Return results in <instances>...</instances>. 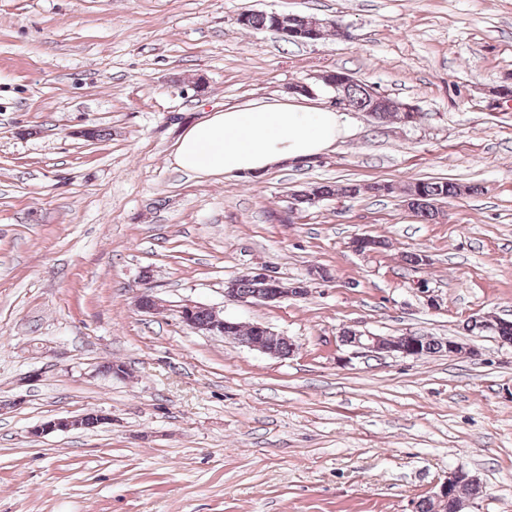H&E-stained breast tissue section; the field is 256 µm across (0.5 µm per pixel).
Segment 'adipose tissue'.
I'll return each mask as SVG.
<instances>
[{
  "label": "adipose tissue",
  "mask_w": 512,
  "mask_h": 512,
  "mask_svg": "<svg viewBox=\"0 0 512 512\" xmlns=\"http://www.w3.org/2000/svg\"><path fill=\"white\" fill-rule=\"evenodd\" d=\"M347 118L291 98L252 102L186 124L174 162L200 176L260 175L288 161L319 156L345 136Z\"/></svg>",
  "instance_id": "1"
}]
</instances>
